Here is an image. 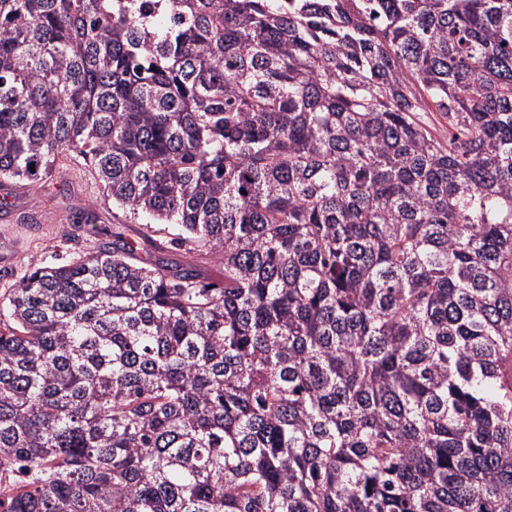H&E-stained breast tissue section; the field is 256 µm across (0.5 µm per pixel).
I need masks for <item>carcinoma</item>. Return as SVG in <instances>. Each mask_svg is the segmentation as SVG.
<instances>
[{"label": "carcinoma", "instance_id": "1", "mask_svg": "<svg viewBox=\"0 0 512 512\" xmlns=\"http://www.w3.org/2000/svg\"><path fill=\"white\" fill-rule=\"evenodd\" d=\"M70 153L153 250L0 308V512H512V0H0Z\"/></svg>", "mask_w": 512, "mask_h": 512}]
</instances>
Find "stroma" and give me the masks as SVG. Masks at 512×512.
Listing matches in <instances>:
<instances>
[{
	"label": "stroma",
	"instance_id": "35a3bbf8",
	"mask_svg": "<svg viewBox=\"0 0 512 512\" xmlns=\"http://www.w3.org/2000/svg\"><path fill=\"white\" fill-rule=\"evenodd\" d=\"M139 230L82 158L59 159L56 173L37 184L0 179V303L29 269L67 263L116 232L138 241Z\"/></svg>",
	"mask_w": 512,
	"mask_h": 512
}]
</instances>
